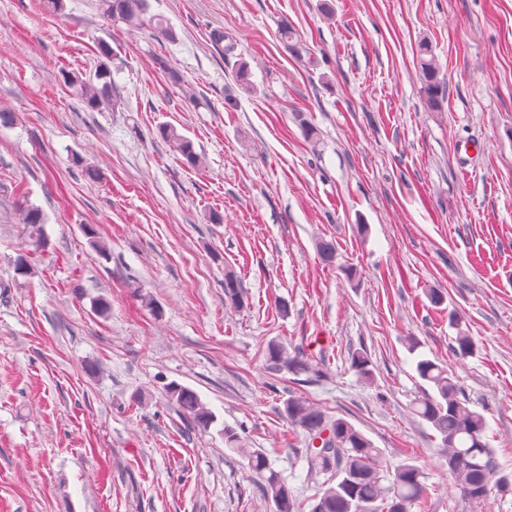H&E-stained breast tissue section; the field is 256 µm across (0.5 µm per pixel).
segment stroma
Segmentation results:
<instances>
[{
    "label": "stroma",
    "mask_w": 512,
    "mask_h": 512,
    "mask_svg": "<svg viewBox=\"0 0 512 512\" xmlns=\"http://www.w3.org/2000/svg\"><path fill=\"white\" fill-rule=\"evenodd\" d=\"M331 2L328 17L320 0H149L168 42L106 25L98 0L54 17L42 0H0V106L18 114L0 127V512H273L228 430L310 512L325 477L283 414L293 394L362 431L383 470H423L410 512H512V491L471 510L411 411L417 356L447 366L512 471V0ZM283 22L305 53L282 42ZM101 40L122 105L93 111L57 74H93ZM423 40L447 87L438 112ZM162 123L193 140L202 170L157 136ZM20 200L44 215L42 248L15 219ZM322 237L335 265L317 256ZM23 252L29 276L13 268ZM228 268L239 310L224 304ZM272 341L318 380L272 377ZM359 350L372 380L350 367ZM172 382L207 404V430L185 432ZM418 53L420 79L423 82L426 105L434 112L441 111L446 96V87L438 77L436 60L427 41L420 42ZM224 300L234 308H243L245 305L241 280L232 269L224 271Z\"/></svg>",
    "instance_id": "obj_1"
}]
</instances>
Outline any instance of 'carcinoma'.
Returning <instances> with one entry per match:
<instances>
[{"instance_id":"cac0c4a2","label":"carcinoma","mask_w":512,"mask_h":512,"mask_svg":"<svg viewBox=\"0 0 512 512\" xmlns=\"http://www.w3.org/2000/svg\"><path fill=\"white\" fill-rule=\"evenodd\" d=\"M104 20L122 23L133 32L145 27L158 36L173 40L174 30L166 20L149 12L148 0H100ZM100 61L94 76L62 70L58 80L92 110L115 109L121 99L112 83L111 46L98 45ZM420 79L426 105L434 112L441 111L446 87L438 77V68L429 43L419 44ZM160 137L182 157L189 168L203 166L202 156L193 142L171 125L159 127ZM19 217L32 244L43 246L41 210L33 205L18 206ZM224 300L234 308L245 305L241 280L232 269L224 271ZM352 368L366 381L372 379L371 361L367 354L352 355ZM266 369L273 376L307 375L312 380L314 367L299 353L271 342L266 348ZM419 378L428 388L413 402L412 409L428 423L440 439L439 454L447 467L448 481L469 502H480L492 491L512 490V473L501 470L492 448L485 440V416L467 406L460 398L461 390L455 375L434 360L422 358L416 363ZM169 398L178 407L189 431H205L213 423V414L193 389L178 384L168 385ZM288 421L303 431L308 439L305 457L311 470L329 474L336 483H327L314 498L310 512H410L411 506L426 493L424 473L415 464H400L392 474L379 468L381 450L376 448L360 430L343 417L327 415L316 403L301 395H293L284 403ZM224 444L247 461L249 469L259 477L264 496L275 512H295L292 490L268 465L263 452L248 448L231 431H224Z\"/></svg>"}]
</instances>
